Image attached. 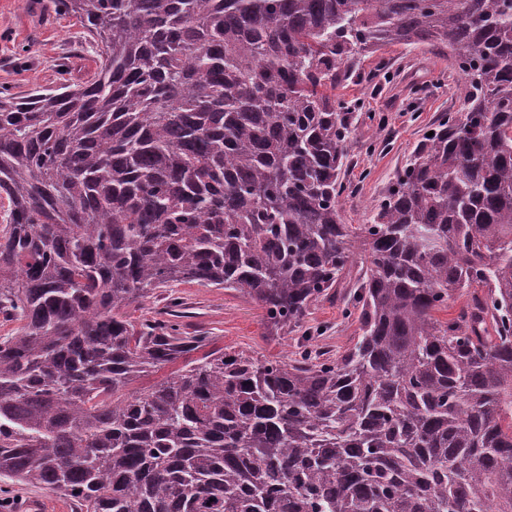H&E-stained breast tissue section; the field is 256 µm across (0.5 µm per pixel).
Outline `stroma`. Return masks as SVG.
I'll list each match as a JSON object with an SVG mask.
<instances>
[{"mask_svg": "<svg viewBox=\"0 0 512 512\" xmlns=\"http://www.w3.org/2000/svg\"><path fill=\"white\" fill-rule=\"evenodd\" d=\"M93 53L72 16L58 12L54 0H0V87L24 93L58 85L60 64L78 72ZM458 74L445 58L425 48L390 46L361 59L351 78L336 90L355 114L346 143L341 179L345 223H368L387 195L395 175L440 117L457 111ZM183 306L184 331L213 337L215 346L248 349L275 360L296 349L297 333L268 337L259 306L221 288L183 283L175 288ZM338 295L317 303L306 325L322 332L330 349L343 351L357 334L355 318L345 316ZM0 499L25 512L38 503L42 512H79L70 498L22 483L8 484Z\"/></svg>", "mask_w": 512, "mask_h": 512, "instance_id": "1", "label": "stroma"}]
</instances>
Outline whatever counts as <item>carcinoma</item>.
Wrapping results in <instances>:
<instances>
[{
    "label": "carcinoma",
    "instance_id": "1",
    "mask_svg": "<svg viewBox=\"0 0 512 512\" xmlns=\"http://www.w3.org/2000/svg\"><path fill=\"white\" fill-rule=\"evenodd\" d=\"M56 7L97 62L0 89V477L79 512H512V0ZM396 45L448 57L460 107L346 224L336 87ZM358 255L336 356L214 348L173 291L129 313L196 283L276 336Z\"/></svg>",
    "mask_w": 512,
    "mask_h": 512
}]
</instances>
